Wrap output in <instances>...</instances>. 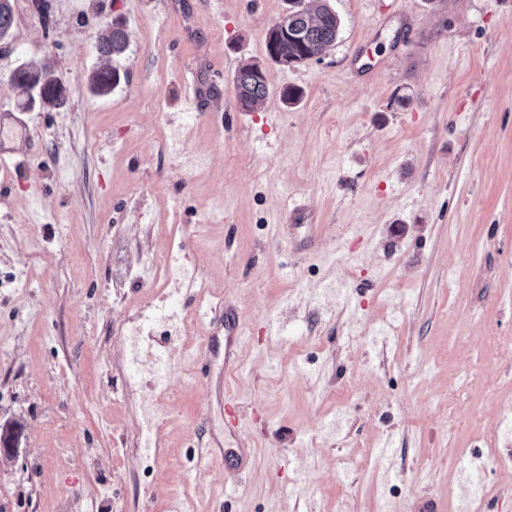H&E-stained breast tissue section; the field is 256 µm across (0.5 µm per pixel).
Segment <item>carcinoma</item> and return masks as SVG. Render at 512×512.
<instances>
[{"label":"carcinoma","instance_id":"1","mask_svg":"<svg viewBox=\"0 0 512 512\" xmlns=\"http://www.w3.org/2000/svg\"><path fill=\"white\" fill-rule=\"evenodd\" d=\"M288 36L273 32L275 51L279 61L296 66L314 54H320L337 37L340 19L326 3V0H313L314 5L304 4V0H288ZM14 23L10 0H0V38L8 35ZM128 35L125 26L112 24V31L99 40L97 52L107 61L120 56L127 50ZM262 67L256 63L242 65L235 76L237 98L242 108L249 109L264 99L269 92V81L261 74ZM14 87L26 97V102L34 103L31 90L33 85L42 87L44 99L55 106L67 102L69 92L54 74L51 66L45 63L29 68L23 63L11 75ZM120 72L115 67L103 66L91 73L89 89L97 95H107L119 85Z\"/></svg>","mask_w":512,"mask_h":512}]
</instances>
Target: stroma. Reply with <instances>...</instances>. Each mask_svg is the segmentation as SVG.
<instances>
[{
    "mask_svg": "<svg viewBox=\"0 0 512 512\" xmlns=\"http://www.w3.org/2000/svg\"><path fill=\"white\" fill-rule=\"evenodd\" d=\"M47 2L12 0L0 41L32 136L0 175V512H512V0H328L335 42L292 67L266 53L288 0ZM116 20L126 77L97 96ZM42 60L62 107L10 81ZM303 205L308 254L280 233ZM179 243L204 285L167 336ZM128 35L125 26L121 23H112V31L99 40L97 52L106 61L120 56L127 50ZM262 67L256 63L242 65L235 76L238 101L243 109H250L263 100L269 92V81L261 74ZM240 335L236 318L231 313H224V369L236 366L238 361L236 349Z\"/></svg>",
    "mask_w": 512,
    "mask_h": 512,
    "instance_id": "stroma-1",
    "label": "stroma"
}]
</instances>
